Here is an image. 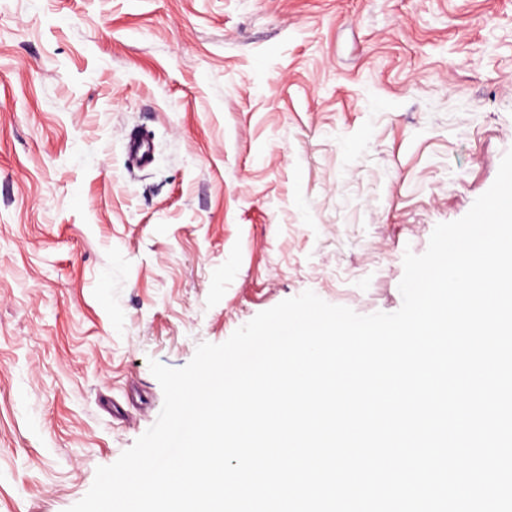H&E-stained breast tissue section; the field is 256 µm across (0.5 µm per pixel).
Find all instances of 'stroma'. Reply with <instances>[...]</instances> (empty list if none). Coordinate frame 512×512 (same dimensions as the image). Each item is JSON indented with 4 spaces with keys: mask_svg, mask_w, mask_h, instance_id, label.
Masks as SVG:
<instances>
[{
    "mask_svg": "<svg viewBox=\"0 0 512 512\" xmlns=\"http://www.w3.org/2000/svg\"><path fill=\"white\" fill-rule=\"evenodd\" d=\"M510 149L512 0H0V512L85 496L150 360L307 290L397 311ZM126 155L128 161L140 167H147L152 163V153L148 138L141 134H130L126 138Z\"/></svg>",
    "mask_w": 512,
    "mask_h": 512,
    "instance_id": "35a3bbf8",
    "label": "stroma"
}]
</instances>
